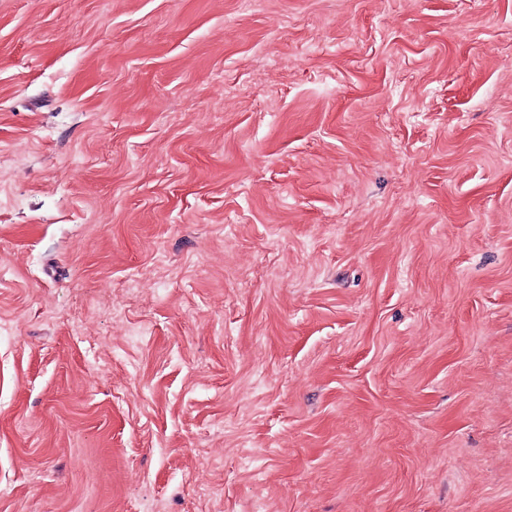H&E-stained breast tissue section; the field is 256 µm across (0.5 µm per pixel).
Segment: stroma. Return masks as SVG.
Returning <instances> with one entry per match:
<instances>
[{"instance_id":"obj_1","label":"stroma","mask_w":512,"mask_h":512,"mask_svg":"<svg viewBox=\"0 0 512 512\" xmlns=\"http://www.w3.org/2000/svg\"><path fill=\"white\" fill-rule=\"evenodd\" d=\"M0 512H512V0H0Z\"/></svg>"}]
</instances>
